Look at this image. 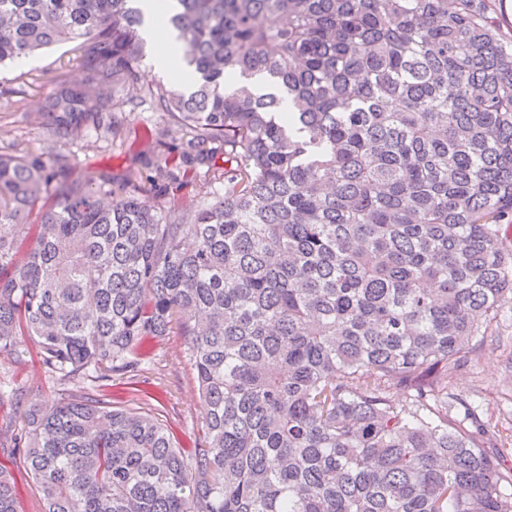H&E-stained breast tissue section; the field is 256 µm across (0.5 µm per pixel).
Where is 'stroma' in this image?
Returning a JSON list of instances; mask_svg holds the SVG:
<instances>
[{
	"mask_svg": "<svg viewBox=\"0 0 512 512\" xmlns=\"http://www.w3.org/2000/svg\"><path fill=\"white\" fill-rule=\"evenodd\" d=\"M136 88L114 92L106 109L122 115L115 132L87 129L73 139L53 145L47 129L32 113L56 90L58 82L86 84L90 71L79 59L74 43L34 55L28 65L9 63L0 68V150L41 153L55 148L65 156L74 177L87 180L101 174L114 182L147 189L170 208L189 211L203 199L224 190V146L213 143L207 160L184 166L180 129L169 122L152 96L169 85L173 72H148L139 65ZM167 160L174 177L160 176L157 159ZM19 356L0 354V461L14 456V437L24 429L28 410L48 407L81 393L76 381L48 373L37 345L21 338ZM450 389L487 418L498 438L512 441V312L502 318L497 333L488 337L478 354L452 376ZM114 406L154 414L166 424L174 442L193 447L203 437L205 406L199 397L187 344L179 333L155 341L150 358L138 376H116L101 388Z\"/></svg>",
	"mask_w": 512,
	"mask_h": 512,
	"instance_id": "obj_1",
	"label": "stroma"
}]
</instances>
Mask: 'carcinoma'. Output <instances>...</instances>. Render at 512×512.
<instances>
[{
	"instance_id": "1",
	"label": "carcinoma",
	"mask_w": 512,
	"mask_h": 512,
	"mask_svg": "<svg viewBox=\"0 0 512 512\" xmlns=\"http://www.w3.org/2000/svg\"><path fill=\"white\" fill-rule=\"evenodd\" d=\"M142 0H0V65L75 42L36 118L111 131ZM158 98L224 194L192 211L63 156L0 153V353L133 377L187 340L204 435L91 393L26 418L44 512H512L511 453L448 383L512 311V33L493 0H173ZM288 105L290 121L282 119ZM403 398L398 399L395 393ZM0 512H19L0 463Z\"/></svg>"
}]
</instances>
